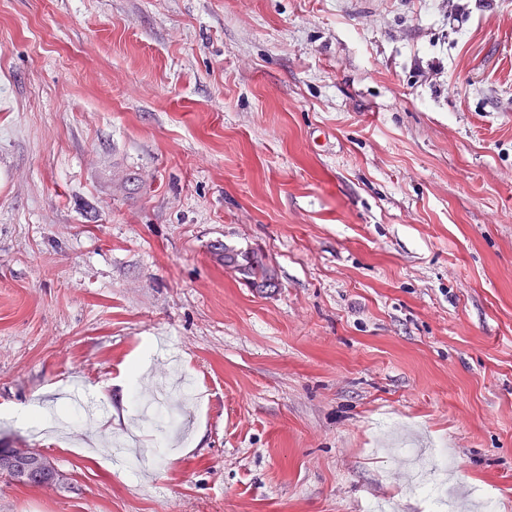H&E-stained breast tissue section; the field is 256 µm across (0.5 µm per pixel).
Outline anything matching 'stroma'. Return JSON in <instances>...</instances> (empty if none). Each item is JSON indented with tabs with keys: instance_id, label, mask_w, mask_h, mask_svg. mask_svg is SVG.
Returning a JSON list of instances; mask_svg holds the SVG:
<instances>
[{
	"instance_id": "obj_1",
	"label": "stroma",
	"mask_w": 512,
	"mask_h": 512,
	"mask_svg": "<svg viewBox=\"0 0 512 512\" xmlns=\"http://www.w3.org/2000/svg\"><path fill=\"white\" fill-rule=\"evenodd\" d=\"M66 388L0 512H512V0H0V409ZM224 268L239 273L243 279L257 287H264L273 282L269 266L258 257H248L224 246ZM0 479L25 487H46L65 482L64 475L47 456L27 448L0 449Z\"/></svg>"
}]
</instances>
